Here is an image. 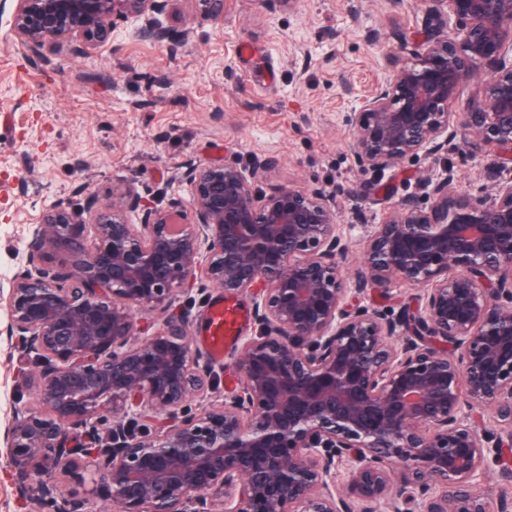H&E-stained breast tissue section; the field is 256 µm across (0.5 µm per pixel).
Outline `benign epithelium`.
Wrapping results in <instances>:
<instances>
[{
    "mask_svg": "<svg viewBox=\"0 0 512 512\" xmlns=\"http://www.w3.org/2000/svg\"><path fill=\"white\" fill-rule=\"evenodd\" d=\"M169 0H17L15 34L49 60L88 55L129 19L158 41ZM224 20V0H199ZM415 63L365 97L351 121L362 167L384 170L448 150L512 164V0H430ZM486 65L484 102L448 104ZM275 164L197 167L189 200L151 206L130 184L112 203L46 208L0 301V340L18 353L37 405L18 398L0 445L32 504L98 512L96 489L28 486L47 464L104 481L116 512H512L481 487L512 451V177L484 200L452 171L429 176V203L403 201L370 225L363 260L344 272L345 225L324 191L263 192ZM64 254L57 265L49 252ZM258 289L255 334L233 361L230 399L214 390L180 306L196 281ZM393 283L416 308L364 304ZM165 316L151 331L141 313Z\"/></svg>",
    "mask_w": 512,
    "mask_h": 512,
    "instance_id": "1",
    "label": "benign epithelium"
}]
</instances>
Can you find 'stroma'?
I'll return each mask as SVG.
<instances>
[{"label": "stroma", "instance_id": "stroma-1", "mask_svg": "<svg viewBox=\"0 0 512 512\" xmlns=\"http://www.w3.org/2000/svg\"><path fill=\"white\" fill-rule=\"evenodd\" d=\"M15 0H0V272L24 262L34 225L53 204L83 207L133 185L144 200L188 198L196 167L252 157L276 164L264 192L329 193L350 225L348 263L362 257L364 225L406 199L426 202L427 176L452 170L459 191L482 199L503 172L470 155L463 135L377 171L353 153L351 115L427 38V0H224L206 20L198 0H171L169 44L118 23L109 45L39 62L17 40ZM249 44L251 58L237 46ZM18 362L0 347V424L13 398L34 402Z\"/></svg>", "mask_w": 512, "mask_h": 512}]
</instances>
